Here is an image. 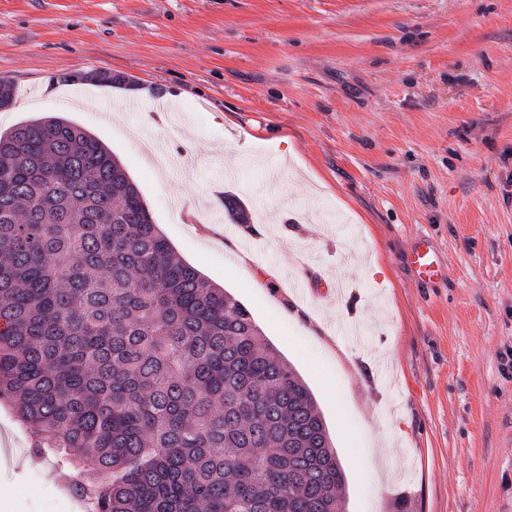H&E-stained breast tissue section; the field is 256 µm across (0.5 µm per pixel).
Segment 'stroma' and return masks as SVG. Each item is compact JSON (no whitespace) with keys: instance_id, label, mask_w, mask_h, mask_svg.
Here are the masks:
<instances>
[{"instance_id":"1","label":"stroma","mask_w":512,"mask_h":512,"mask_svg":"<svg viewBox=\"0 0 512 512\" xmlns=\"http://www.w3.org/2000/svg\"><path fill=\"white\" fill-rule=\"evenodd\" d=\"M0 77V132L60 115L101 139L250 308L325 418L346 512H512V0H0ZM228 196L250 223L214 226ZM1 443L0 512H81L3 400ZM411 263L421 281H433L444 276L437 253L426 239L415 242L411 251Z\"/></svg>"}]
</instances>
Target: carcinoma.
Returning a JSON list of instances; mask_svg holds the SVG:
<instances>
[{"label":"carcinoma","instance_id":"carcinoma-1","mask_svg":"<svg viewBox=\"0 0 512 512\" xmlns=\"http://www.w3.org/2000/svg\"><path fill=\"white\" fill-rule=\"evenodd\" d=\"M0 399L96 512H339L306 383L63 117L0 133Z\"/></svg>","mask_w":512,"mask_h":512}]
</instances>
